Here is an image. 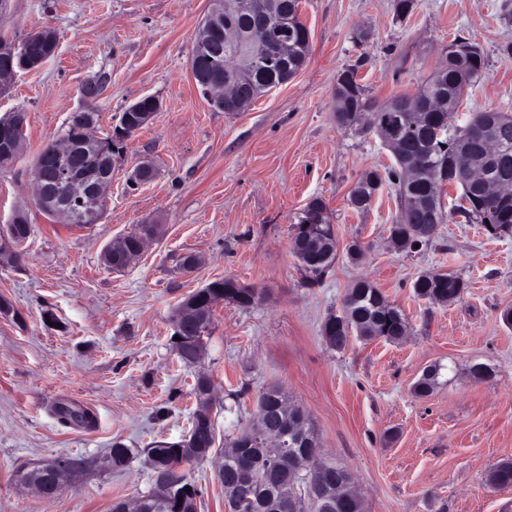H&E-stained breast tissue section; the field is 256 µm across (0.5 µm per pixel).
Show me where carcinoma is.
<instances>
[{
	"instance_id": "carcinoma-1",
	"label": "carcinoma",
	"mask_w": 512,
	"mask_h": 512,
	"mask_svg": "<svg viewBox=\"0 0 512 512\" xmlns=\"http://www.w3.org/2000/svg\"><path fill=\"white\" fill-rule=\"evenodd\" d=\"M239 12L224 19V24L238 30V40L230 47L219 40L209 47L192 46L191 59L195 61L200 76L204 79L224 77V57L226 52L239 56L238 78L242 90L244 106H249L257 97L269 89L291 79L305 64L310 46V31L299 17V0H279L276 5L275 25L262 33L254 27L256 12L263 6L261 0H237ZM292 26V46L285 57L263 58L257 54V43L273 41L276 27ZM451 44L458 51L448 54L439 61L428 77L417 86L414 92L394 96L388 104L400 105L405 99H413L428 105L427 128L412 132L406 128H388L387 113L377 108V104L366 95L364 86L357 80L358 67L348 69L351 78L336 83V95L340 99L341 111L335 113L336 123L350 127L359 122L363 112L372 110L377 114L378 126L393 139L402 142L403 153L395 159V165L381 172L369 171V180L361 187L365 196L375 189L389 184L395 187L399 201V215L390 233L396 244L403 246L407 241L412 245L424 246L436 233L433 228L427 234L418 232L420 226L444 224L454 217L462 218L467 224H481L488 233L512 231V200L500 202L485 196L480 189L468 181L462 173L463 164L471 161H483L484 137L490 130L498 140L502 157L510 162L507 167L493 165L497 176H506L512 180V114L497 110L477 112L463 127H456L448 121V115L457 110L463 94L461 87H469L485 75L486 60L482 52L470 55L460 49L471 45V41L457 36ZM82 117L69 119L63 137L80 142L87 164L99 169L105 156L120 151L121 146L114 143L112 134L107 133L93 142L81 141L80 121ZM459 189L457 203L445 210L442 197L446 187ZM294 225L304 226L309 250L292 248L293 255L300 265L315 279L323 278L334 266L337 257V238L334 225L329 220L326 205L322 198L311 199L296 216ZM412 288L417 297L431 303L451 304L458 301L467 284L453 273H439L435 277L420 275ZM259 299L253 288L239 284L235 279L216 280L204 288L190 294L186 300L194 302L204 316V332L192 325H185L181 332V345L190 351L204 350V339L209 335L212 314L215 306L221 302H233L243 308L252 306ZM341 317L346 326L336 328V339L327 341L335 350L346 347L348 340L342 331L349 330L357 337L371 341L382 338L397 341L406 334L407 322L404 314L390 304L380 288L367 280H358L348 289L342 306ZM441 367L428 369L414 384L413 391L419 397L429 395L439 383ZM287 394L277 385L268 386L258 392L256 412L249 427L232 441L250 442V436L271 428H281L288 452L305 459L310 456L314 445L318 443L311 426L300 432L291 428L295 414L293 408L285 409L281 402ZM216 446L214 422L206 423L195 430L191 441L173 442L168 447L158 442L143 450L145 464L153 468L157 450L164 448L171 458L189 456V449ZM112 470L125 469L135 454V449L121 443L113 444ZM321 463L315 461L312 468L319 474L312 475L315 485L303 496H296L294 512H363L362 501L353 489L350 472L333 463L327 470H320ZM39 479L44 484L52 482V469L42 464L19 476V479ZM306 483V479L292 471L267 470L255 471L251 494L235 501L226 500L228 512H253L252 499L263 496L276 486L291 490L293 486ZM487 483L494 488L512 487V460L500 461L488 474ZM190 491H185V487ZM198 496L196 486L190 482L173 492L162 494L151 490L143 495L144 512H176L178 497Z\"/></svg>"
}]
</instances>
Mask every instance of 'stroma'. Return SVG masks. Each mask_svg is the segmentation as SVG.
<instances>
[{
  "label": "stroma",
  "mask_w": 512,
  "mask_h": 512,
  "mask_svg": "<svg viewBox=\"0 0 512 512\" xmlns=\"http://www.w3.org/2000/svg\"><path fill=\"white\" fill-rule=\"evenodd\" d=\"M208 0H8L0 38L21 41L46 29L53 58L17 73L0 92V115L22 112L25 148L0 172V225L19 209L33 226L17 264L0 265V512H112L153 487L142 458L122 471L91 469L66 480L56 499L22 488L18 471L67 456L101 458L113 443L145 449L184 437L196 407L197 374L214 383L219 437L246 425L257 392L281 385L311 420L327 458L352 473L365 512H512V487L486 478L512 459V234L490 236L479 224L448 221L428 245L393 244L394 189L383 188L357 212L349 193L391 152L371 132L338 127V74L357 66L370 97L385 102L413 92L456 35L486 59L463 111L512 113V0H414L397 18L394 0H301L310 52L300 72L242 112H218L190 74L193 39ZM99 80L95 99L83 94ZM152 95L161 108L127 141L112 167L99 223H57L32 198L34 159L72 113L94 107L101 128ZM148 160L151 182L129 185ZM326 204L338 241L332 271L318 283L290 251L292 225L313 197ZM161 231L125 270L101 254L139 225ZM359 242L362 256L347 248ZM201 256L191 273L183 256ZM450 272L467 288L448 305L412 288L423 273ZM230 277L255 288L242 308L216 306L212 333L196 365L172 344L181 300ZM365 278L408 322L403 339L351 338L329 349L321 325L340 312L347 288ZM442 364L427 397L413 386ZM491 377L478 379L474 364ZM88 410V426L62 424L55 408ZM200 492L197 512H225L212 460L186 466Z\"/></svg>",
  "instance_id": "35a3bbf8"
}]
</instances>
